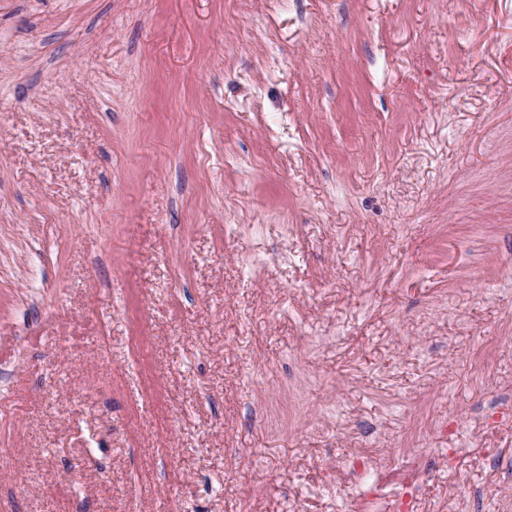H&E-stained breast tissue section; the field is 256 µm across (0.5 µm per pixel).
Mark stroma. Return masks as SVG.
<instances>
[{"label": "stroma", "mask_w": 512, "mask_h": 512, "mask_svg": "<svg viewBox=\"0 0 512 512\" xmlns=\"http://www.w3.org/2000/svg\"><path fill=\"white\" fill-rule=\"evenodd\" d=\"M3 396L0 512H512V0H0ZM400 461V455L399 454H395L392 458L390 457H382V458H376V457H370V458H366L365 460H359L357 461L360 466L358 468H356L354 466V463L352 462V470L354 473L356 474H363V473H366L367 471H382V470H387L389 468H391L392 470H399V469H402L403 467V464L404 462L402 463H399Z\"/></svg>", "instance_id": "obj_1"}]
</instances>
